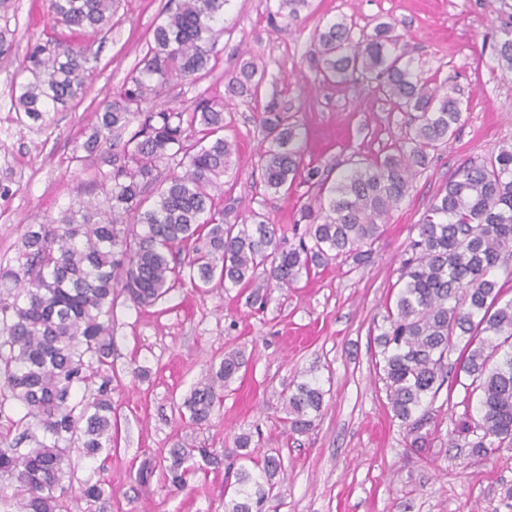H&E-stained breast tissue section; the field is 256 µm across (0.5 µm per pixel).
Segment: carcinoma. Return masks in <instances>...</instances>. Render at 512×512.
Listing matches in <instances>:
<instances>
[{
    "label": "carcinoma",
    "mask_w": 512,
    "mask_h": 512,
    "mask_svg": "<svg viewBox=\"0 0 512 512\" xmlns=\"http://www.w3.org/2000/svg\"><path fill=\"white\" fill-rule=\"evenodd\" d=\"M229 0H173L153 29L143 57L121 89L98 113L82 144L83 163L100 156L112 167L102 175L103 200L79 203L54 224H31L14 266H0V416L20 430L0 434V505L18 512H62L71 485L70 445L96 458L112 450V396L102 382L87 401L71 402V389L89 378L90 361L110 355L112 308L119 298L151 306L190 281L224 287L293 286L331 260L370 261L392 211L409 194L415 176L429 165L428 150L448 143L461 126L464 101L456 87L415 73L402 35L389 21L373 33H355L342 18L316 36V68L323 79L362 80L374 85L392 107L407 116L403 140L382 155L360 159L332 185L329 174L304 163L296 123L276 102L260 116L264 146L257 167L272 195L299 181L328 192V200L306 204V225L295 246L281 245V229L258 211L242 219L224 196V176L237 145L224 137L222 99L198 97L191 104L145 107L173 80L189 85L213 69L215 23ZM308 0H275L268 17L276 26L297 21ZM55 23L71 35L112 30L114 0H50ZM96 57L88 49L55 37L34 44L26 78L15 89L17 109L46 122L49 107L64 106L85 91ZM258 67L243 64L230 80L237 96H254ZM176 170L162 180L159 164ZM155 190L147 204L145 194ZM403 251L387 327L374 337L376 361L387 408L419 442L427 414L450 377L480 392L476 419L462 429L474 456L512 447V146L465 161L448 179L414 225ZM458 352L454 362L450 355ZM247 364L240 350L224 353L217 371L200 379L182 404L188 422L203 426L224 403L226 388ZM470 383L462 382V377ZM325 391L316 379L282 395L285 425L306 434L322 410ZM23 414L13 418L5 406ZM44 439L24 450L29 430ZM223 459L209 448L178 442L158 464L145 463L138 479L160 473L182 489L202 467ZM258 475L236 473L235 497L225 512H263L278 495L279 451L254 462ZM81 498L90 512L106 507L99 482H84Z\"/></svg>",
    "instance_id": "cac0c4a2"
}]
</instances>
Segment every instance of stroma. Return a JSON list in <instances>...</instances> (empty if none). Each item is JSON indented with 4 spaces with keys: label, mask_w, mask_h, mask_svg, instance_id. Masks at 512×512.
Wrapping results in <instances>:
<instances>
[{
    "label": "stroma",
    "mask_w": 512,
    "mask_h": 512,
    "mask_svg": "<svg viewBox=\"0 0 512 512\" xmlns=\"http://www.w3.org/2000/svg\"><path fill=\"white\" fill-rule=\"evenodd\" d=\"M168 4L119 0L111 32L90 40L97 60L85 94L50 113L41 127L24 122L12 90L24 78L30 47L50 30L49 0H0V32L11 44L0 55V183L10 187L0 196L1 265L15 264L27 225L49 223L78 202L100 198L92 179L107 164L92 158L82 166L74 156L102 103L143 56ZM266 6L267 0H229L213 72L196 85L167 88L158 101L228 97L225 134L239 151L224 194L237 199L241 215L266 213L286 230L287 243H296L299 209L318 190L297 183L276 196L267 192L256 160L259 116L268 101L297 121L305 161L335 174L405 134L404 115L367 84L322 79L316 30L345 18L369 33L393 19L416 70L459 88L468 104L464 121L447 146L432 152L368 264L334 261L291 288L265 289L261 304L249 288L188 282L151 307L117 301L112 354L73 391L78 400L109 381L116 438L105 459L72 450L67 512H86L79 489L88 480L110 492L106 512H224V468L242 465L236 443L242 434L251 435L258 452L273 448L284 458L279 494L264 512H512V450L475 457L457 436L459 423L476 416V401H465L460 385L442 388L425 407V448H410L385 407L374 343L413 225L463 162L512 146V65L495 50L505 39L512 0H310L287 28L271 27ZM246 61L265 71L258 95L229 97L227 83ZM232 349L249 363L225 388L223 407L199 428L182 420L180 405L193 384ZM307 378L318 379L327 394L314 428L298 435L283 425L280 394ZM183 440L215 449L224 467L198 471L175 492L157 479L136 482L143 462L159 461Z\"/></svg>",
    "instance_id": "35a3bbf8"
}]
</instances>
